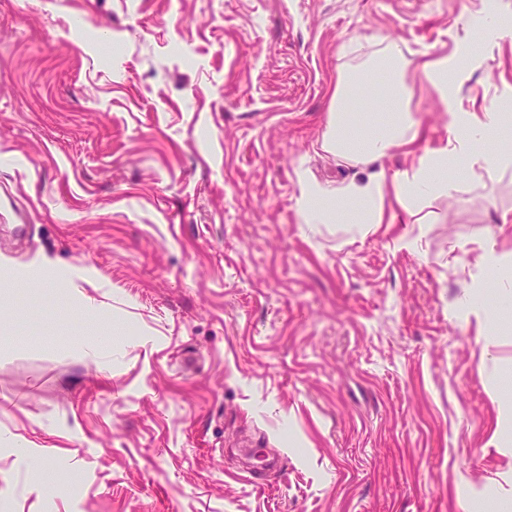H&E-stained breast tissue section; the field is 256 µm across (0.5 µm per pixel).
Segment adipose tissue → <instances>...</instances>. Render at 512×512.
Listing matches in <instances>:
<instances>
[{"label":"adipose tissue","instance_id":"adipose-tissue-1","mask_svg":"<svg viewBox=\"0 0 512 512\" xmlns=\"http://www.w3.org/2000/svg\"><path fill=\"white\" fill-rule=\"evenodd\" d=\"M374 52L359 64L340 70L330 101L321 148L337 161L364 170V177L349 178L327 187L304 180L300 213L309 224H380L384 221L386 200L395 196L399 205L427 223L423 200L447 195L452 184L448 174L466 171L476 163L493 170L512 167V143H492L501 122L500 113L486 107L479 112L452 115V136L437 147L424 148L411 174L387 181L373 166L405 147L419 143L424 130L409 108L410 94L404 82L408 60L400 43L382 35L372 36ZM472 44L456 43L451 56L421 62L424 76L444 102H453L470 66ZM382 79L385 113L351 111L353 102L369 95L375 79Z\"/></svg>","mask_w":512,"mask_h":512}]
</instances>
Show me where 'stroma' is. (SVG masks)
Masks as SVG:
<instances>
[{
    "label": "stroma",
    "instance_id": "35a3bbf8",
    "mask_svg": "<svg viewBox=\"0 0 512 512\" xmlns=\"http://www.w3.org/2000/svg\"><path fill=\"white\" fill-rule=\"evenodd\" d=\"M483 6L0 0V512H512V168L365 234L296 175L352 176L319 139L371 35L445 56ZM476 50L458 108L512 113Z\"/></svg>",
    "mask_w": 512,
    "mask_h": 512
}]
</instances>
